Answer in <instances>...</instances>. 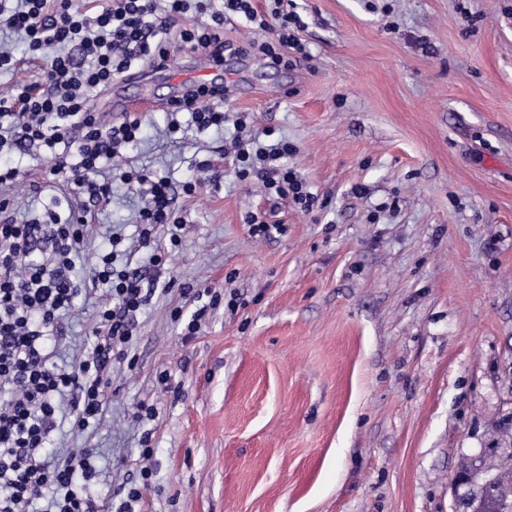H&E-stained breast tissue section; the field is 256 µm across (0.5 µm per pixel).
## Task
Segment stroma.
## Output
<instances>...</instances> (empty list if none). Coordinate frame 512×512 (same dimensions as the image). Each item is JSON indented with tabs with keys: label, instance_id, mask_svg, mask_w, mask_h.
<instances>
[{
	"label": "stroma",
	"instance_id": "35a3bbf8",
	"mask_svg": "<svg viewBox=\"0 0 512 512\" xmlns=\"http://www.w3.org/2000/svg\"><path fill=\"white\" fill-rule=\"evenodd\" d=\"M295 2L308 56H225L223 129L172 135L147 112L115 160L168 177L179 246L159 226L139 247L142 190L101 173L111 199L75 273L114 230L150 296L99 425L52 434V458L96 450L98 512L146 443L134 512H452L462 459L512 450V0ZM0 40L16 62L0 86L36 80L20 35ZM238 135L293 145L312 211L236 179ZM204 160L223 181L201 182ZM12 161L25 181L0 199L25 221L49 202L48 160ZM252 214L285 233L251 236ZM185 285L220 296L191 336L172 318L195 309ZM100 302L78 301L54 362L92 350Z\"/></svg>",
	"mask_w": 512,
	"mask_h": 512
}]
</instances>
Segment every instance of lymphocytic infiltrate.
<instances>
[{
  "instance_id": "1",
  "label": "lymphocytic infiltrate",
  "mask_w": 512,
  "mask_h": 512,
  "mask_svg": "<svg viewBox=\"0 0 512 512\" xmlns=\"http://www.w3.org/2000/svg\"><path fill=\"white\" fill-rule=\"evenodd\" d=\"M233 18L264 33V40L225 41L224 23ZM0 24L24 32L41 63L38 82L0 92V154L42 148L49 180L65 181L71 195L89 200L67 215L49 210L24 223L11 211L0 212V512H30L37 501L44 512H97L88 494L94 451L81 448L55 460L48 445L58 420L81 431L99 424L112 361L124 354L146 302L139 273L116 266L121 236H111V251L97 255L88 271L105 297L92 351L60 368L48 349L82 292L73 271L92 234L90 209L110 201L112 184L98 175L139 139L143 119L110 122L89 111L87 101L134 68H167L170 31H177L182 46L219 61L228 53L246 54L278 65L289 52L303 53L304 23L285 0H269L263 11L252 0H98L92 9L75 0H0ZM226 96L221 85L187 89L168 109V133L180 132L181 112L190 113L198 131L223 128ZM291 151L284 140L252 153L237 147L235 176L260 181L268 195L308 211L317 198L284 165ZM120 178L149 195L137 217L139 245H152L158 225L168 226L171 241H178L182 220L168 179L148 172Z\"/></svg>"
}]
</instances>
